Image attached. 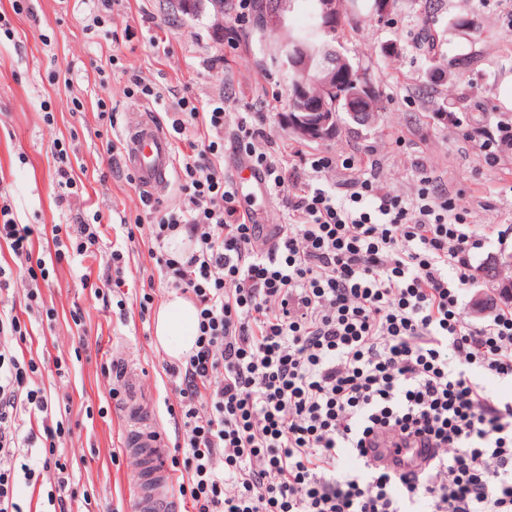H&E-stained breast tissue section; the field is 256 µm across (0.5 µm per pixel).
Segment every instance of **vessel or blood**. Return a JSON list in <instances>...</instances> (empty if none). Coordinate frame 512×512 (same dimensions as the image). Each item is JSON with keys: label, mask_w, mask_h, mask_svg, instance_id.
Returning <instances> with one entry per match:
<instances>
[{"label": "vessel or blood", "mask_w": 512, "mask_h": 512, "mask_svg": "<svg viewBox=\"0 0 512 512\" xmlns=\"http://www.w3.org/2000/svg\"><path fill=\"white\" fill-rule=\"evenodd\" d=\"M124 142L127 163L144 195H152L157 186L170 182L174 171L172 143L157 121L143 116L126 129ZM126 411L134 423L127 433L126 446L140 461L135 478L137 512H170L174 475L166 464L167 444L148 424L137 391H130ZM433 455L427 440L402 446L389 431L373 434L367 441L368 460L398 474L419 471Z\"/></svg>", "instance_id": "vessel-or-blood-1"}]
</instances>
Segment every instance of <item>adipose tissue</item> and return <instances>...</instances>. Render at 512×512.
<instances>
[{"instance_id": "1", "label": "adipose tissue", "mask_w": 512, "mask_h": 512, "mask_svg": "<svg viewBox=\"0 0 512 512\" xmlns=\"http://www.w3.org/2000/svg\"><path fill=\"white\" fill-rule=\"evenodd\" d=\"M198 310L188 298L172 294L157 310L154 337L171 360L179 361L195 346Z\"/></svg>"}]
</instances>
